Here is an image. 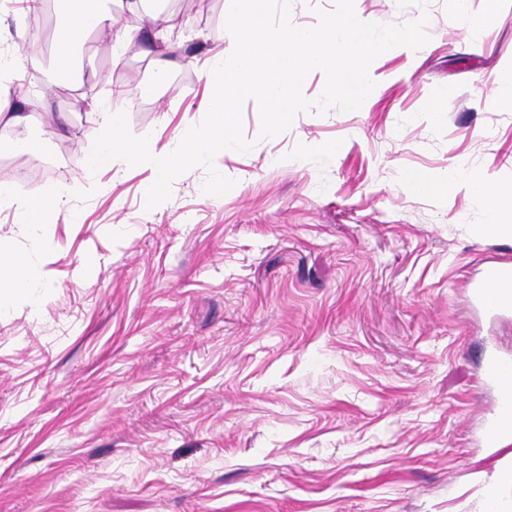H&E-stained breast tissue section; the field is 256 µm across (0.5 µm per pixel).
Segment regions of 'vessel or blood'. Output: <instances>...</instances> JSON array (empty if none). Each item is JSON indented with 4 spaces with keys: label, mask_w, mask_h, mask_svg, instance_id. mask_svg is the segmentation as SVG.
<instances>
[{
    "label": "vessel or blood",
    "mask_w": 512,
    "mask_h": 512,
    "mask_svg": "<svg viewBox=\"0 0 512 512\" xmlns=\"http://www.w3.org/2000/svg\"><path fill=\"white\" fill-rule=\"evenodd\" d=\"M468 300L485 317L498 319L512 314V265L493 264L468 285ZM483 373L496 388L497 399L482 440L485 447L500 448L512 440V359L487 355Z\"/></svg>",
    "instance_id": "obj_1"
}]
</instances>
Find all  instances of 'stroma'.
Returning <instances> with one entry per match:
<instances>
[{"instance_id": "obj_1", "label": "stroma", "mask_w": 512, "mask_h": 512, "mask_svg": "<svg viewBox=\"0 0 512 512\" xmlns=\"http://www.w3.org/2000/svg\"><path fill=\"white\" fill-rule=\"evenodd\" d=\"M162 2L166 39L114 0L57 82L53 8L0 0V58L27 72L34 113L0 118V182L80 188L32 224L0 211L45 293L34 310L0 290V512H480L501 459L479 443L496 397L480 361L512 358V315L473 311L466 285L512 263V240L472 236L481 193L415 196L401 177L512 175V99L491 95L512 75V0L454 18L445 0H354L368 22L429 13V42L377 58L360 109L304 112L273 138L247 100L253 149L215 158L235 187L204 194L196 167L148 215L150 172L86 166L95 104L165 149L206 114V57L234 48L229 0ZM126 29L141 36L114 59ZM30 138L41 152L15 151Z\"/></svg>"}]
</instances>
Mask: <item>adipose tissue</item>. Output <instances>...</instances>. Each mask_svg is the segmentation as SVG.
Here are the masks:
<instances>
[{
	"instance_id": "obj_1",
	"label": "adipose tissue",
	"mask_w": 512,
	"mask_h": 512,
	"mask_svg": "<svg viewBox=\"0 0 512 512\" xmlns=\"http://www.w3.org/2000/svg\"><path fill=\"white\" fill-rule=\"evenodd\" d=\"M59 4L63 21L55 29L53 38L57 47L59 69L67 73L71 71L79 52L77 31L110 25L112 17L103 0H59ZM459 180L479 189L486 201L489 220L474 227L475 235L488 236L512 231L511 181L488 182L484 173L477 169L466 170L461 175L452 169L444 176H435L425 171H409L402 177L405 188L414 195L443 193Z\"/></svg>"
}]
</instances>
